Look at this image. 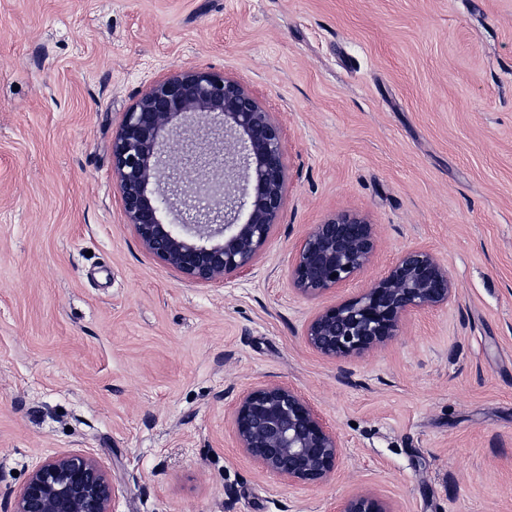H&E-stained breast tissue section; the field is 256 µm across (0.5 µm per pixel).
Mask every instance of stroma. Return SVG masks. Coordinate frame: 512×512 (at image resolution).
Wrapping results in <instances>:
<instances>
[{"mask_svg":"<svg viewBox=\"0 0 512 512\" xmlns=\"http://www.w3.org/2000/svg\"><path fill=\"white\" fill-rule=\"evenodd\" d=\"M232 78L288 181L251 269L196 285L140 245L112 136L154 81ZM376 224L369 264L288 279L315 224ZM411 247L455 288L362 356L304 338ZM274 382L336 432L329 482L258 468L231 423ZM95 457L112 512H512V0H0V512L38 461ZM337 512H394L383 499L368 493H354L344 497Z\"/></svg>","mask_w":512,"mask_h":512,"instance_id":"obj_1","label":"stroma"}]
</instances>
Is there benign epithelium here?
Listing matches in <instances>:
<instances>
[{
	"mask_svg": "<svg viewBox=\"0 0 512 512\" xmlns=\"http://www.w3.org/2000/svg\"><path fill=\"white\" fill-rule=\"evenodd\" d=\"M171 139L182 143V169L166 160ZM112 169L144 250L196 284L250 269L277 224L288 179L276 120L242 84L202 67L153 82L129 107L112 137ZM376 243L366 218L333 214L296 247L291 283L304 296L332 290L364 268ZM454 297L447 267L410 248L373 286L317 313L304 336L319 354L344 359L397 335L410 312ZM232 421L239 448L291 484H324L338 468V436L289 386L264 383L242 392ZM111 503L108 471L90 456L64 454L29 471L12 512H112ZM337 512L393 510L360 492L344 497Z\"/></svg>",
	"mask_w": 512,
	"mask_h": 512,
	"instance_id": "obj_1",
	"label": "benign epithelium"
}]
</instances>
